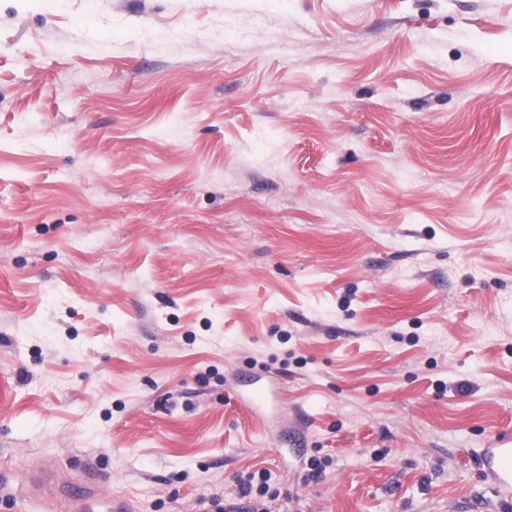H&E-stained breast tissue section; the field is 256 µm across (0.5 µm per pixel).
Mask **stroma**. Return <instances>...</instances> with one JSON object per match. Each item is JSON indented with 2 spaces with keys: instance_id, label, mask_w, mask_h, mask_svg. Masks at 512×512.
Listing matches in <instances>:
<instances>
[{
  "instance_id": "stroma-1",
  "label": "stroma",
  "mask_w": 512,
  "mask_h": 512,
  "mask_svg": "<svg viewBox=\"0 0 512 512\" xmlns=\"http://www.w3.org/2000/svg\"><path fill=\"white\" fill-rule=\"evenodd\" d=\"M506 433L512 0H0V512H512ZM482 452L498 495L503 500H510L512 497V441L502 438L494 448H484Z\"/></svg>"
}]
</instances>
